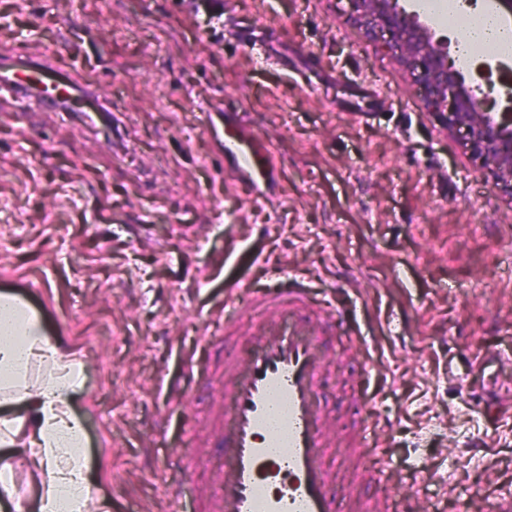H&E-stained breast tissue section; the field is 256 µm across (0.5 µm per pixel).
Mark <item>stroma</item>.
<instances>
[{
    "label": "stroma",
    "mask_w": 512,
    "mask_h": 512,
    "mask_svg": "<svg viewBox=\"0 0 512 512\" xmlns=\"http://www.w3.org/2000/svg\"><path fill=\"white\" fill-rule=\"evenodd\" d=\"M0 0V53L51 60L112 96L109 125L0 103V292L88 372L77 406L112 512L203 501L221 451L225 287L275 272L354 309L318 399L339 512L415 492L419 512L512 494V197L345 0ZM272 151L236 177L238 121ZM55 223H46V211ZM371 396L378 464L358 463ZM188 454L184 479L169 459Z\"/></svg>",
    "instance_id": "stroma-1"
}]
</instances>
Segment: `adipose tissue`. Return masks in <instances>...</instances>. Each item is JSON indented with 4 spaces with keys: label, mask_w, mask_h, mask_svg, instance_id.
Wrapping results in <instances>:
<instances>
[{
    "label": "adipose tissue",
    "mask_w": 512,
    "mask_h": 512,
    "mask_svg": "<svg viewBox=\"0 0 512 512\" xmlns=\"http://www.w3.org/2000/svg\"><path fill=\"white\" fill-rule=\"evenodd\" d=\"M84 383L82 362L43 318L0 293V512H111L85 454ZM20 479L36 499L18 492Z\"/></svg>",
    "instance_id": "obj_1"
}]
</instances>
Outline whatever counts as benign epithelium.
Instances as JSON below:
<instances>
[{
  "label": "benign epithelium",
  "mask_w": 512,
  "mask_h": 512,
  "mask_svg": "<svg viewBox=\"0 0 512 512\" xmlns=\"http://www.w3.org/2000/svg\"><path fill=\"white\" fill-rule=\"evenodd\" d=\"M354 20L368 33H383L400 63L417 73L427 108L442 114L451 130L465 133L475 158L500 189L512 196V117L494 111L486 96L464 84L454 58L420 14L400 0H348Z\"/></svg>",
  "instance_id": "obj_1"
}]
</instances>
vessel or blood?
I'll list each match as a JSON object with an SVG mask.
<instances>
[{
	"mask_svg": "<svg viewBox=\"0 0 512 512\" xmlns=\"http://www.w3.org/2000/svg\"><path fill=\"white\" fill-rule=\"evenodd\" d=\"M67 76L50 61L8 56L0 59V98L53 110L71 89ZM224 154L238 172L270 173V150L259 148L245 128L225 137ZM247 304L265 325L249 337L245 356L224 361L230 409L216 431L223 461L211 512H338L325 461L328 424L317 400L325 338L308 318L316 306L331 324L337 309L288 276L254 292Z\"/></svg>",
	"mask_w": 512,
	"mask_h": 512,
	"instance_id": "1",
	"label": "vessel or blood"
}]
</instances>
